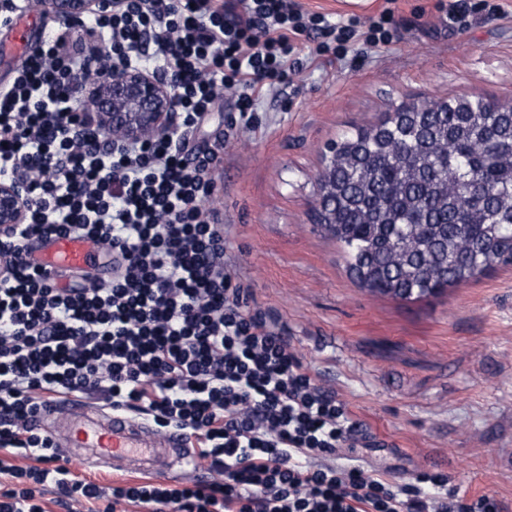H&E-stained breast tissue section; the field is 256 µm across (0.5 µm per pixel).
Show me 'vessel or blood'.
I'll return each instance as SVG.
<instances>
[{"instance_id": "b4317fda", "label": "vessel or blood", "mask_w": 512, "mask_h": 512, "mask_svg": "<svg viewBox=\"0 0 512 512\" xmlns=\"http://www.w3.org/2000/svg\"><path fill=\"white\" fill-rule=\"evenodd\" d=\"M33 258L51 269H84L93 264L96 251L88 240L63 236L37 249ZM50 426L57 447L80 449L87 459L115 470H148L167 478L188 469L193 457L182 433L84 401L73 406L66 421L54 419Z\"/></svg>"}]
</instances>
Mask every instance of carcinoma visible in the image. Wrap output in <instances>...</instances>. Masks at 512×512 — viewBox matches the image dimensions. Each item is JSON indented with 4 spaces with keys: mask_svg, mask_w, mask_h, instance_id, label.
I'll list each match as a JSON object with an SVG mask.
<instances>
[{
    "mask_svg": "<svg viewBox=\"0 0 512 512\" xmlns=\"http://www.w3.org/2000/svg\"><path fill=\"white\" fill-rule=\"evenodd\" d=\"M316 186L315 224L372 295L421 300L512 264V109L402 102L332 142Z\"/></svg>",
    "mask_w": 512,
    "mask_h": 512,
    "instance_id": "cac0c4a2",
    "label": "carcinoma"
}]
</instances>
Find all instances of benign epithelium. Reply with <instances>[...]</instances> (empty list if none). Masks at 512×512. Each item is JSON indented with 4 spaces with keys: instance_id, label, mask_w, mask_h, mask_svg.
Wrapping results in <instances>:
<instances>
[{
    "instance_id": "benign-epithelium-1",
    "label": "benign epithelium",
    "mask_w": 512,
    "mask_h": 512,
    "mask_svg": "<svg viewBox=\"0 0 512 512\" xmlns=\"http://www.w3.org/2000/svg\"><path fill=\"white\" fill-rule=\"evenodd\" d=\"M113 0H32L33 10L61 25L87 23L112 9ZM81 106L91 126L116 142L153 139L175 130V102L166 81L147 68L112 67L100 79L91 72L83 83ZM28 202L22 187L0 181V234L26 220Z\"/></svg>"
}]
</instances>
